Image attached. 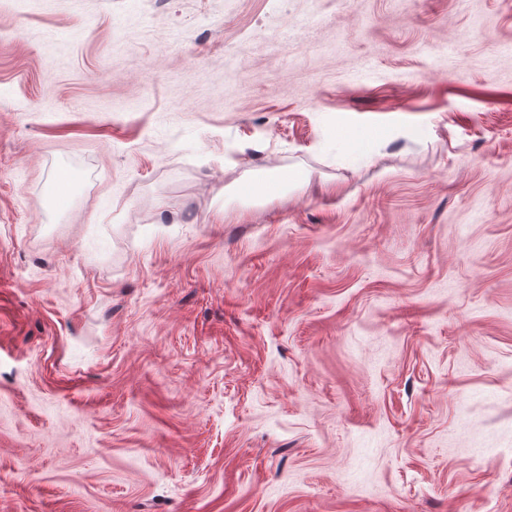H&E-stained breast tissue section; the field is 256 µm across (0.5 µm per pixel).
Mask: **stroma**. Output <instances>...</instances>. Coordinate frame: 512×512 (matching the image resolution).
I'll list each match as a JSON object with an SVG mask.
<instances>
[{"label":"stroma","instance_id":"stroma-1","mask_svg":"<svg viewBox=\"0 0 512 512\" xmlns=\"http://www.w3.org/2000/svg\"><path fill=\"white\" fill-rule=\"evenodd\" d=\"M0 512H512V0H0Z\"/></svg>","mask_w":512,"mask_h":512}]
</instances>
